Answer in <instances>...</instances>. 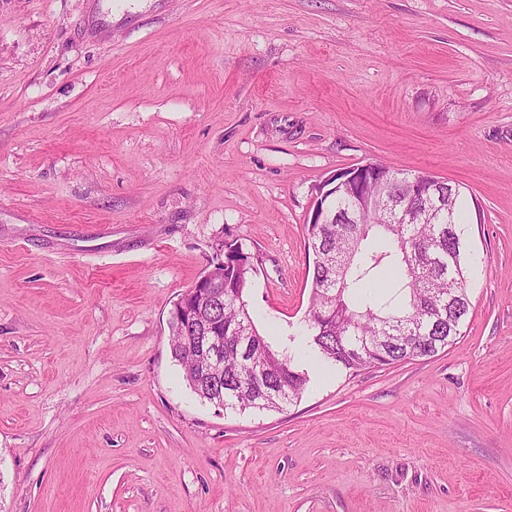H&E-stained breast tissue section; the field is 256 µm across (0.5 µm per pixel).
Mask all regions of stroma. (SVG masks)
Wrapping results in <instances>:
<instances>
[{"instance_id":"stroma-1","label":"stroma","mask_w":512,"mask_h":512,"mask_svg":"<svg viewBox=\"0 0 512 512\" xmlns=\"http://www.w3.org/2000/svg\"><path fill=\"white\" fill-rule=\"evenodd\" d=\"M370 162L460 188L471 307L352 374L303 353L307 224ZM225 242L284 409L171 357ZM0 512H512V0H0Z\"/></svg>"}]
</instances>
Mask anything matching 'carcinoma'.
Masks as SVG:
<instances>
[{"instance_id":"obj_1","label":"carcinoma","mask_w":512,"mask_h":512,"mask_svg":"<svg viewBox=\"0 0 512 512\" xmlns=\"http://www.w3.org/2000/svg\"><path fill=\"white\" fill-rule=\"evenodd\" d=\"M386 178L415 182L414 195L400 199L399 207L428 210V223L401 224L380 206L359 218V203L377 196ZM435 181L430 174L406 176L378 163L348 188L329 194L336 221L315 224L307 233L312 296L301 329L306 345L325 361L358 371L430 358L461 335L470 308L459 234L465 206L453 187L443 189L440 200L427 201ZM224 252L240 260L224 265V301L209 310L224 329V377L199 379L186 335L173 321L172 357L204 402L222 398L224 408L241 413L279 410L300 397L306 373L266 341L249 314V257L232 243L224 244ZM384 269L392 276L383 291L366 292Z\"/></svg>"}]
</instances>
